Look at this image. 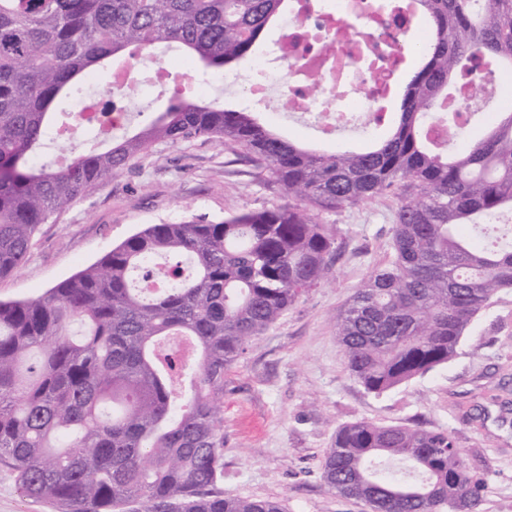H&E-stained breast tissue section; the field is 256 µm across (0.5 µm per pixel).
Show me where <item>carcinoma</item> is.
Returning a JSON list of instances; mask_svg holds the SVG:
<instances>
[{
    "label": "carcinoma",
    "mask_w": 512,
    "mask_h": 512,
    "mask_svg": "<svg viewBox=\"0 0 512 512\" xmlns=\"http://www.w3.org/2000/svg\"><path fill=\"white\" fill-rule=\"evenodd\" d=\"M286 0H0V278L38 227L154 143L234 145L288 202L221 221L151 224L44 293L0 302V462L59 512H283L224 496V371L251 338L331 274L338 233L321 220L395 195L393 260L336 320L347 368L370 393L448 363L476 316L512 290V112L477 138L440 108L470 81L512 73V0H414L430 37L391 129L328 153L286 139L248 107L178 91L149 126L66 164L37 153L50 114L96 67L159 43L205 69L252 53ZM448 123L450 153L430 137ZM170 276L145 293L134 276ZM80 321L83 334L72 336ZM188 337L190 364L161 352ZM325 485L373 512H472L486 480L454 439L419 426L336 430Z\"/></svg>",
    "instance_id": "carcinoma-1"
}]
</instances>
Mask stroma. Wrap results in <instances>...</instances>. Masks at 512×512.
I'll return each mask as SVG.
<instances>
[{"label": "stroma", "instance_id": "obj_1", "mask_svg": "<svg viewBox=\"0 0 512 512\" xmlns=\"http://www.w3.org/2000/svg\"><path fill=\"white\" fill-rule=\"evenodd\" d=\"M178 84L129 99L131 130L163 111ZM278 187L231 145L198 138L153 144L124 169L40 225L25 264L0 278V301L45 292L151 224L223 220L282 202ZM396 199L388 196L324 215L343 247L332 275L304 294L224 374V493L280 502L284 512H370L329 491L321 461L339 427L359 421L420 424L450 433L487 488L475 512H512V290L496 294L464 333L447 365L377 396L349 373L336 319L354 288L393 257ZM0 512H55L22 496L0 463Z\"/></svg>", "mask_w": 512, "mask_h": 512}]
</instances>
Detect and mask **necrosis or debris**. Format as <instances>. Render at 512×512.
<instances>
[{
	"label": "necrosis or debris",
	"instance_id": "necrosis-or-debris-1",
	"mask_svg": "<svg viewBox=\"0 0 512 512\" xmlns=\"http://www.w3.org/2000/svg\"><path fill=\"white\" fill-rule=\"evenodd\" d=\"M284 28L287 39L243 78L249 101L267 109L274 92L288 91L296 111L331 134L382 107L407 61L401 28L376 0H295ZM327 34L336 37L332 57L320 51Z\"/></svg>",
	"mask_w": 512,
	"mask_h": 512
}]
</instances>
